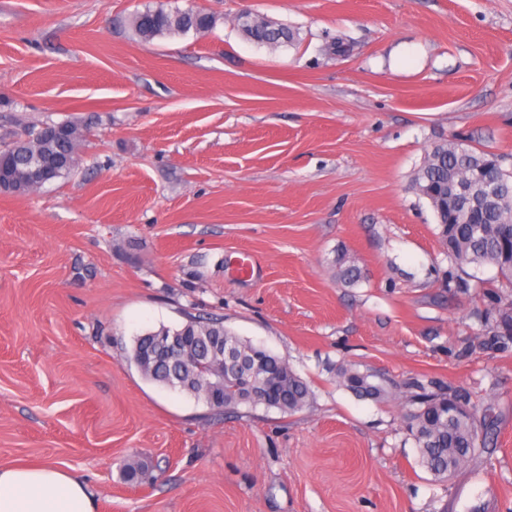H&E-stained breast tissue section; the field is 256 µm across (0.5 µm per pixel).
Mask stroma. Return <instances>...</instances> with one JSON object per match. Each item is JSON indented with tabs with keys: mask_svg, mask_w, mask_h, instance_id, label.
Here are the masks:
<instances>
[{
	"mask_svg": "<svg viewBox=\"0 0 512 512\" xmlns=\"http://www.w3.org/2000/svg\"><path fill=\"white\" fill-rule=\"evenodd\" d=\"M191 1L212 33L129 25ZM243 11L299 45L257 47ZM66 119L80 165L0 195V464L73 467L96 512H512V348L473 349L485 305L446 288L411 187L455 136L512 170V0H0V146ZM190 313L285 357L309 405L229 416L144 379L134 337ZM347 363L488 401L496 449L436 480ZM60 123H65L71 126L72 136L68 141L50 145L49 149L53 153L72 155L74 163L71 167L64 170L63 173L57 175L56 179L67 177L76 168L80 160L79 149L86 137L85 130L81 124L72 120H66ZM335 278L344 285L353 286L362 280L363 272L357 263L347 260L344 254L336 260Z\"/></svg>",
	"mask_w": 512,
	"mask_h": 512,
	"instance_id": "stroma-1",
	"label": "stroma"
}]
</instances>
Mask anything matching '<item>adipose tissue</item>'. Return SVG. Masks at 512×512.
Listing matches in <instances>:
<instances>
[{"instance_id":"ef3b65f1","label":"adipose tissue","mask_w":512,"mask_h":512,"mask_svg":"<svg viewBox=\"0 0 512 512\" xmlns=\"http://www.w3.org/2000/svg\"><path fill=\"white\" fill-rule=\"evenodd\" d=\"M84 478L55 462L0 466V512H95Z\"/></svg>"}]
</instances>
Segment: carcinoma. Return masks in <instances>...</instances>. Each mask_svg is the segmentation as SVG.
<instances>
[{
    "mask_svg": "<svg viewBox=\"0 0 512 512\" xmlns=\"http://www.w3.org/2000/svg\"><path fill=\"white\" fill-rule=\"evenodd\" d=\"M219 18L204 9L146 8L132 15L130 24L144 42L156 38L196 36L214 30ZM243 35L252 43L274 50L298 43L297 33L283 23L258 14L237 19ZM72 136L52 144L53 153L70 154L79 163V149L85 141L83 126L67 120ZM27 155L13 146L0 150V177L6 178L25 169ZM495 178L499 200L483 210L481 218L471 221L457 217L436 224V236L448 260V288H471L467 267L491 266L496 282L484 294L489 301L480 332L475 336L481 347L504 348L512 343V171L505 170L499 158L489 152L461 143L453 137L432 146L415 171L412 188L427 200L435 218L449 210L448 186L478 183L485 172ZM335 278L353 286L363 278L361 267L341 256L336 260ZM174 332L187 333L184 362H162L155 358L157 337ZM224 339V348L234 357L224 358V402L217 411L233 413L241 406L276 409L292 415L303 410L312 392L309 383L290 367L286 358L265 351L261 362L253 359L257 346L237 337L218 317L189 316L177 327H162L138 335L130 355L147 380L200 399L212 379L216 361L201 356L213 340ZM339 383L355 396L388 404L401 397L411 406L406 430L419 453V463L440 481H446L473 461L489 453L498 432L490 408L482 409L468 392L441 386L433 381L415 379L402 384L377 373L360 370L355 364L342 365L336 371Z\"/></svg>",
    "mask_w": 512,
    "mask_h": 512,
    "instance_id": "cac0c4a2",
    "label": "carcinoma"
}]
</instances>
